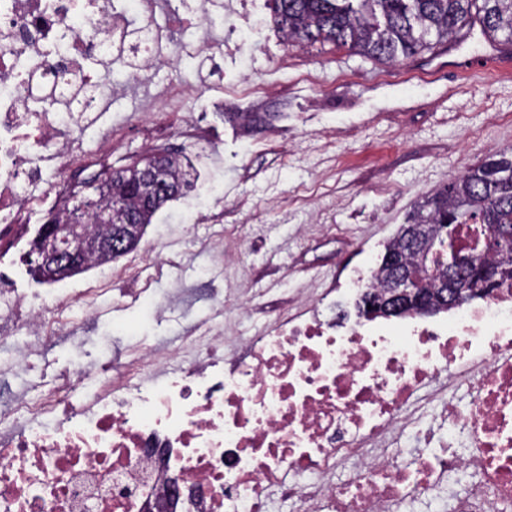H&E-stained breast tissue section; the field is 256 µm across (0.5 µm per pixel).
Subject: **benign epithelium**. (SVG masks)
I'll use <instances>...</instances> for the list:
<instances>
[{"label": "benign epithelium", "instance_id": "obj_1", "mask_svg": "<svg viewBox=\"0 0 512 512\" xmlns=\"http://www.w3.org/2000/svg\"><path fill=\"white\" fill-rule=\"evenodd\" d=\"M168 156L150 155L131 166V172L119 169L108 173L90 184L81 194L72 198L69 223L46 240L37 254V268L45 280H54L60 273L78 270L86 259L102 252H121L134 248L142 228L137 224V214L126 209L112 197V184L128 183V190L136 194L140 205L156 207L171 193L170 182L165 178ZM123 212L122 221L110 226L104 236H95L85 231L86 218L98 213L100 219L109 221L110 213L105 205ZM455 228H443V258L447 276L439 287L427 290L422 279L427 262L419 261L414 266L407 264L401 252L384 254L382 262L390 267L392 275L385 290L371 297L360 299L363 316L391 317L405 313L435 314L445 307H458L473 299L487 297L490 288H474L470 282L473 260L484 253H499L508 258L507 246H512V227L490 224L485 227L482 248L478 251H463L454 243ZM410 252L421 254L425 240L430 237L429 225L405 224L399 233Z\"/></svg>", "mask_w": 512, "mask_h": 512}]
</instances>
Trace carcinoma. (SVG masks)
<instances>
[{
    "label": "carcinoma",
    "instance_id": "cac0c4a2",
    "mask_svg": "<svg viewBox=\"0 0 512 512\" xmlns=\"http://www.w3.org/2000/svg\"><path fill=\"white\" fill-rule=\"evenodd\" d=\"M276 23L290 42H331L387 62L432 51L479 22L482 34L512 41V0H274ZM170 176L181 189L191 175L169 158ZM512 149L493 154L425 199L409 220L422 224L512 225Z\"/></svg>",
    "mask_w": 512,
    "mask_h": 512
}]
</instances>
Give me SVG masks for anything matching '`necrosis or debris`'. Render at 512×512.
I'll use <instances>...</instances> for the list:
<instances>
[{
	"mask_svg": "<svg viewBox=\"0 0 512 512\" xmlns=\"http://www.w3.org/2000/svg\"><path fill=\"white\" fill-rule=\"evenodd\" d=\"M140 5L135 17L115 0H0V329L28 337L9 368L68 334L74 305L97 318V283L112 278L105 262L83 287L51 283V309L16 287L43 224L112 162L114 75L216 54L207 41L167 49L153 0ZM94 124L88 150L80 131ZM335 299L327 288L257 336L198 325L189 357L144 347L121 369L79 366L0 401V512H153L158 490L174 512H512V287L396 325L325 318ZM458 381L475 393L463 409L446 398ZM423 398L468 450L427 435L412 462L392 453ZM460 471L470 486L449 492Z\"/></svg>",
	"mask_w": 512,
	"mask_h": 512,
	"instance_id": "obj_1",
	"label": "necrosis or debris"
}]
</instances>
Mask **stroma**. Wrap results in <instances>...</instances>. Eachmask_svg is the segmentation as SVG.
Listing matches in <instances>:
<instances>
[{
    "mask_svg": "<svg viewBox=\"0 0 512 512\" xmlns=\"http://www.w3.org/2000/svg\"><path fill=\"white\" fill-rule=\"evenodd\" d=\"M209 4V33L223 46L219 75L207 58L186 59L128 82L112 103V123L164 114L169 133L204 119L207 142L185 157L194 188L154 214L126 260H139L165 317L131 301L142 286L98 296L101 318L76 322L71 335L0 382V396L47 390L60 373L119 366L131 344L179 348L187 329L209 320L225 298L249 301L260 329L314 298L345 265H378L386 243L427 197L487 155L512 146V69L465 79L438 70L425 51L397 65L333 44L288 43L272 0H159L173 43L199 31L176 20ZM254 112L256 127L240 113ZM223 235L231 266L207 248ZM176 257L175 272L160 258Z\"/></svg>",
    "mask_w": 512,
    "mask_h": 512,
    "instance_id": "1",
    "label": "stroma"
}]
</instances>
